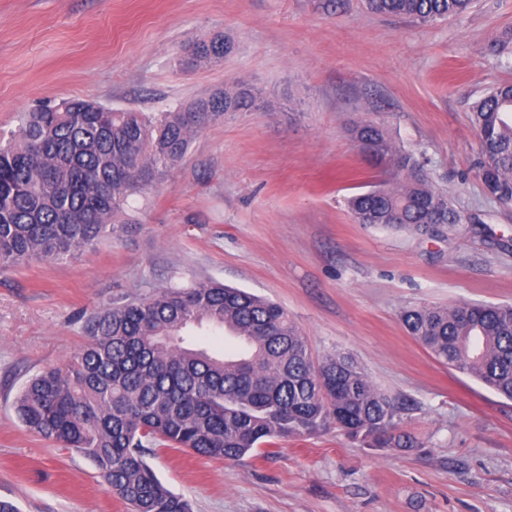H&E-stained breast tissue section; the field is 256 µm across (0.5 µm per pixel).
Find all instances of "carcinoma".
Wrapping results in <instances>:
<instances>
[{
	"label": "carcinoma",
	"instance_id": "obj_1",
	"mask_svg": "<svg viewBox=\"0 0 512 512\" xmlns=\"http://www.w3.org/2000/svg\"><path fill=\"white\" fill-rule=\"evenodd\" d=\"M472 0H366L379 15L433 24L464 14ZM222 38H198L184 49L182 70L224 59ZM258 107L243 84L188 101L159 117L72 98L18 117L0 140V269L38 257H74L126 229L128 200L180 165L194 137L229 112ZM486 193L512 204V84L473 106ZM353 141L392 181L348 200L359 224L431 237L465 216L428 181L424 164L371 121ZM405 330L439 361L512 399V306H411ZM225 331L238 348L223 355L186 344L192 327ZM83 348L63 367L28 380L15 398L26 429L92 460L102 480L131 512H191L145 460L166 444L222 460L286 437L334 424L380 448H411L394 432L395 402L352 356L336 351L316 361L280 305L218 282L167 286L143 299L120 296L83 325Z\"/></svg>",
	"mask_w": 512,
	"mask_h": 512
}]
</instances>
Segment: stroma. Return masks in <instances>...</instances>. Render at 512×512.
Segmentation results:
<instances>
[{
	"instance_id": "stroma-1",
	"label": "stroma",
	"mask_w": 512,
	"mask_h": 512,
	"mask_svg": "<svg viewBox=\"0 0 512 512\" xmlns=\"http://www.w3.org/2000/svg\"><path fill=\"white\" fill-rule=\"evenodd\" d=\"M213 34L223 62L181 72L184 46ZM510 34L512 0L432 25L361 0H0V133L68 98L166 112L244 82L271 105L198 134L131 203L121 237L0 271V499L130 512L89 459L28 432L14 399L77 353L83 314L217 281L281 304L313 359L353 354L417 445L371 448L331 427L237 461L154 448L148 463L192 512H512V401L400 321L413 305L512 304V205L476 176L471 121L512 83V64L485 51ZM364 121L423 161L469 222L446 240L356 223L348 198L387 178L351 139Z\"/></svg>"
}]
</instances>
